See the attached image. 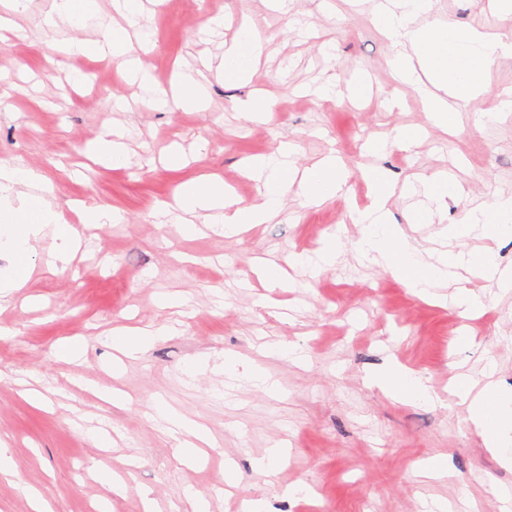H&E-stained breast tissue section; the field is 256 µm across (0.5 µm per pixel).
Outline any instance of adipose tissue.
Here are the masks:
<instances>
[{"mask_svg":"<svg viewBox=\"0 0 512 512\" xmlns=\"http://www.w3.org/2000/svg\"><path fill=\"white\" fill-rule=\"evenodd\" d=\"M93 6V0H55L56 15L68 22L75 34L52 45L46 57L48 64L58 65L65 56L99 53L119 59L123 66L129 67L133 78L150 84L147 71L135 65V48L147 46L148 37L134 42L123 30L109 25L104 27L100 40L88 41L77 36V29L92 14ZM426 7V0H396L393 7L378 12L376 21L396 50L395 74L410 85L430 83V90H424L421 96L423 109L435 127L448 132L457 129L458 107L468 105L478 96L481 81L495 60L512 52V38L437 19L414 26L415 16ZM263 49L264 41L258 34L241 28L236 42L224 53L225 78L238 79L251 73ZM206 104L203 84L190 76L180 80L172 90H159L153 100L155 108L184 111H200ZM250 169L263 183L262 204L239 200L221 178L198 176L179 187L175 205L166 206L171 223L182 225L186 233L192 234L198 230L192 218L202 213L210 223L222 225L225 234L236 235L245 225L269 220L281 206L291 184H298L310 203L321 205L341 193L348 180L345 166L332 154L313 166L299 168L296 152L287 142L255 157ZM369 181L373 202L351 217L363 229L358 249L365 258L392 272L423 299L431 297L437 282L452 268L497 280L501 288H512L511 269L500 267L492 252L475 253L468 248L470 232L475 228L489 233L494 242L512 236V196L500 195L492 202L463 210L448 227V237L455 245L435 266L422 262L408 245L400 226L391 220L386 203L395 186L388 175L374 170L369 174ZM49 192L48 184L36 172L0 161V254H8L14 260L10 271L0 278V299L25 286L30 274L27 263L44 233L60 240L61 258L66 261L80 246L76 224L95 226L120 220L119 213L111 207L81 202L74 208L76 224H69L53 209L47 199ZM372 380L400 402L420 404L434 400L422 379L399 364L376 371ZM449 389L466 404L468 420L489 452L502 466L512 468V393L504 392L492 382L475 389L463 375L452 378Z\"/></svg>","mask_w":512,"mask_h":512,"instance_id":"obj_1","label":"adipose tissue"}]
</instances>
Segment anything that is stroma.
Here are the masks:
<instances>
[{"mask_svg":"<svg viewBox=\"0 0 512 512\" xmlns=\"http://www.w3.org/2000/svg\"><path fill=\"white\" fill-rule=\"evenodd\" d=\"M142 2L138 25L151 35L144 66L164 88L179 73L203 72L205 111L152 108L148 91L115 59L76 57L47 70L50 44L69 32L65 23L46 24L53 0H28L20 33L0 42V84L10 93L9 109H0V159L43 175L68 222L76 220V200L122 216L81 228L84 246L66 263L58 241L41 238L27 285L0 305V328L9 331L0 337V439L17 470L0 476V512H31L26 486L56 512H192L191 492L209 512H242L253 499L264 512H428L441 504L450 512H505L493 488H512V469L468 426L448 385L465 374L477 386L493 381L512 391V292L471 280L484 313L464 319L452 307L459 280L451 275L437 290L440 303L422 301L390 271L361 260V232L349 213L370 202L364 172L385 170L398 186L387 202L393 222L433 264L450 246L447 228L462 204L512 195V112L474 125L512 90V55L496 60L456 134H445L414 87L395 78V50L362 0ZM433 17L512 32V15L498 0H432L431 13L414 23ZM245 23L265 40V55L246 79L228 81L220 64ZM359 82L372 93L356 101L349 89ZM328 85L334 95L320 98ZM264 92L277 99L273 112L245 121L242 108ZM402 128L416 129L419 148L395 145ZM113 130L127 134V164L72 177L87 141ZM374 137L388 142L386 152H367ZM283 141L302 166L336 154L350 173L348 193L312 207L291 187L275 217L232 237L158 223L156 207L202 173L223 176L244 202L262 203L243 164ZM173 149L181 168L164 163ZM445 169L463 188L461 202H449L432 223H408V213L430 201L404 185ZM331 235L344 248L317 278L296 268L293 287L280 288L253 271L262 258L283 264L314 254ZM118 325L170 331L128 359L101 337ZM462 334L477 349H459ZM74 342L85 352L80 367L59 354ZM294 345L305 363L283 357ZM229 356L238 361L232 375L224 371ZM392 363L418 372L438 402L399 403L372 385L371 373ZM255 366L277 381L276 392L252 382ZM23 379L42 392L43 405L21 396ZM98 388L123 391L129 409L101 402ZM160 400L208 430L213 445L199 462L181 455L187 434L156 420ZM272 448L282 449V462L260 467ZM432 457L445 470L425 471ZM229 462L239 473L234 487L224 483ZM104 469L124 482L122 494L99 479ZM300 486L309 495L297 494Z\"/></svg>","mask_w":512,"mask_h":512,"instance_id":"1","label":"stroma"}]
</instances>
